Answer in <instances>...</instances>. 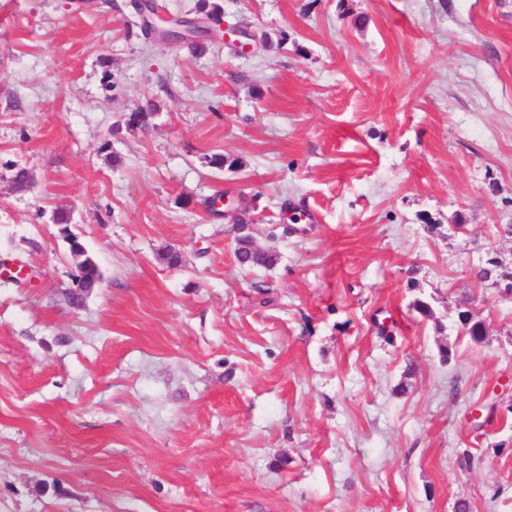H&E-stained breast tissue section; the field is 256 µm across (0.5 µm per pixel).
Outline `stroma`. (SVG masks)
I'll list each match as a JSON object with an SVG mask.
<instances>
[{
    "mask_svg": "<svg viewBox=\"0 0 512 512\" xmlns=\"http://www.w3.org/2000/svg\"><path fill=\"white\" fill-rule=\"evenodd\" d=\"M215 2L0 0V512H512V0Z\"/></svg>",
    "mask_w": 512,
    "mask_h": 512,
    "instance_id": "stroma-1",
    "label": "stroma"
}]
</instances>
